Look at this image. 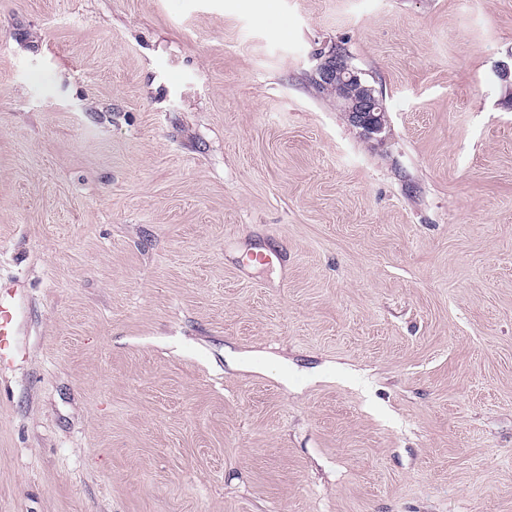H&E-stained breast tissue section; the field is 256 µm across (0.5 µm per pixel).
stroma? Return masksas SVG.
I'll return each instance as SVG.
<instances>
[{
	"instance_id": "35a3bbf8",
	"label": "stroma",
	"mask_w": 512,
	"mask_h": 512,
	"mask_svg": "<svg viewBox=\"0 0 512 512\" xmlns=\"http://www.w3.org/2000/svg\"><path fill=\"white\" fill-rule=\"evenodd\" d=\"M511 55L512 0H0V512H512ZM317 74L318 83L323 89H344L339 97L340 109L346 113L349 122L367 138L381 139L386 120L375 88L349 69L346 59L340 54L325 61Z\"/></svg>"
}]
</instances>
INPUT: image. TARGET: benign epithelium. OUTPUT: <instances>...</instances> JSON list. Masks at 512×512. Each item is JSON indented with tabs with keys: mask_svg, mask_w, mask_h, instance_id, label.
<instances>
[{
	"mask_svg": "<svg viewBox=\"0 0 512 512\" xmlns=\"http://www.w3.org/2000/svg\"><path fill=\"white\" fill-rule=\"evenodd\" d=\"M318 83L325 90L343 88L340 109L349 122L368 138H378L385 131V113L375 88L349 69L341 55L324 62L317 70Z\"/></svg>",
	"mask_w": 512,
	"mask_h": 512,
	"instance_id": "7a95c632",
	"label": "benign epithelium"
}]
</instances>
